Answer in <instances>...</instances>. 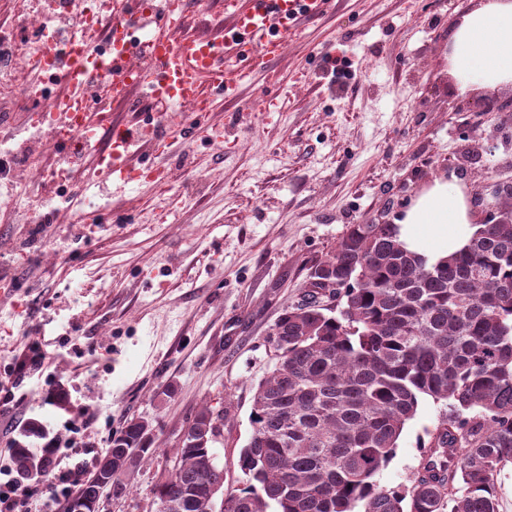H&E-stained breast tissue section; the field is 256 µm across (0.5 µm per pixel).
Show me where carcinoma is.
Segmentation results:
<instances>
[{
	"mask_svg": "<svg viewBox=\"0 0 512 512\" xmlns=\"http://www.w3.org/2000/svg\"><path fill=\"white\" fill-rule=\"evenodd\" d=\"M306 296L269 334L277 363L253 395L239 456L246 482L224 487L213 444L229 411L205 406L156 475L154 499L169 512H498L495 477L512 463V205L432 264L396 224H349L312 267ZM327 296L338 314L325 312ZM425 398L446 402L448 423L411 485L379 486ZM111 448L100 474L117 500L161 448L143 418ZM12 460L23 476L44 472L24 442ZM98 489L92 476L76 496L87 512Z\"/></svg>",
	"mask_w": 512,
	"mask_h": 512,
	"instance_id": "obj_1",
	"label": "carcinoma"
}]
</instances>
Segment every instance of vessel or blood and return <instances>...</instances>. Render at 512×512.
<instances>
[{"label": "vessel or blood", "instance_id": "1", "mask_svg": "<svg viewBox=\"0 0 512 512\" xmlns=\"http://www.w3.org/2000/svg\"><path fill=\"white\" fill-rule=\"evenodd\" d=\"M332 0H224L226 23L221 38L204 37L187 26L188 0H140L137 36L114 22L112 54L99 60L90 44L69 48L68 70L62 92L56 96L55 120L69 124L81 112L83 125L112 130L109 155L98 156L97 178L122 192L140 176L144 155L159 154L173 145L203 137L221 141L210 112L216 99H236L254 73L274 82L271 65L301 26L321 18ZM105 67L111 79L104 87L108 107H100L85 85L88 72ZM148 88L153 98L179 110L195 109L184 120L170 124L149 117L130 128L113 123L111 107L127 105L135 89Z\"/></svg>", "mask_w": 512, "mask_h": 512}]
</instances>
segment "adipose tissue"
Returning a JSON list of instances; mask_svg holds the SVG:
<instances>
[{"label": "adipose tissue", "mask_w": 512, "mask_h": 512, "mask_svg": "<svg viewBox=\"0 0 512 512\" xmlns=\"http://www.w3.org/2000/svg\"><path fill=\"white\" fill-rule=\"evenodd\" d=\"M472 2L452 26L447 72L464 93L512 86V0ZM474 222L464 185L444 175L435 177L396 220L406 248L432 262L462 248Z\"/></svg>", "instance_id": "adipose-tissue-1"}]
</instances>
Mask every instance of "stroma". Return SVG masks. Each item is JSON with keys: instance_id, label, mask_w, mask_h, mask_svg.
Listing matches in <instances>:
<instances>
[{"instance_id": "stroma-1", "label": "stroma", "mask_w": 512, "mask_h": 512, "mask_svg": "<svg viewBox=\"0 0 512 512\" xmlns=\"http://www.w3.org/2000/svg\"><path fill=\"white\" fill-rule=\"evenodd\" d=\"M470 5L335 0L275 62L276 85L242 90L223 142L198 138L153 157L174 173L167 186L142 178L107 195L89 155L78 192L44 188L54 218L39 237L0 224L1 483L28 419L88 475L129 420L152 422L169 456L207 404L230 409L218 463L226 485L243 480L255 387L277 362L269 333L302 301L311 266L347 225L394 220L434 177L456 174L465 145L485 147L475 177L512 159V114L450 109L459 93L446 72L448 34ZM325 51L347 53L352 76L323 70ZM260 97L266 111H251ZM95 211L103 218L88 234L62 221ZM33 346L41 370L20 369ZM59 388L65 412L49 399ZM447 418L445 403L422 400L376 483L411 484ZM159 469L140 465L132 495L103 512H156Z\"/></svg>"}]
</instances>
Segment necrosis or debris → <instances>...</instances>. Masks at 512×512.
Returning <instances> with one entry per match:
<instances>
[{
    "instance_id": "1",
    "label": "necrosis or debris",
    "mask_w": 512,
    "mask_h": 512,
    "mask_svg": "<svg viewBox=\"0 0 512 512\" xmlns=\"http://www.w3.org/2000/svg\"><path fill=\"white\" fill-rule=\"evenodd\" d=\"M38 0H11L12 11L21 16L29 32L20 38L0 30V49L8 51V68L0 70V112L8 114L14 125L35 129L40 137L31 146H20L15 153L0 154V184L9 191L0 194V222L4 224H32L34 212L18 213L13 205L11 190L23 188L35 191L45 184L56 183L77 187L80 175L76 159L62 157L58 167L51 168L46 158L56 154L60 141L71 147H82L87 136L82 127L59 126L53 121L50 99H38V85L56 81L66 71L65 60L48 64L46 47L50 42L80 41L88 25L110 15H122L123 0H49L50 9H42Z\"/></svg>"
}]
</instances>
